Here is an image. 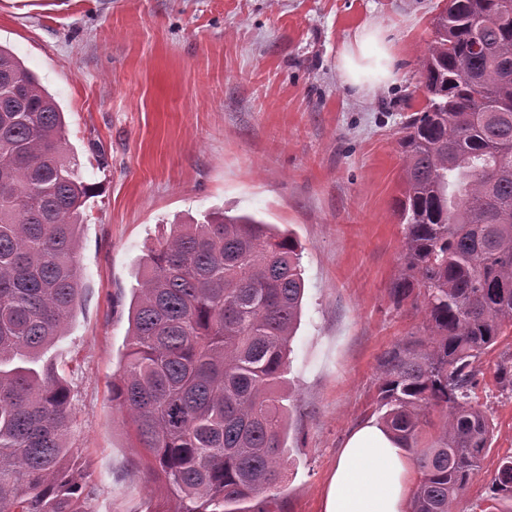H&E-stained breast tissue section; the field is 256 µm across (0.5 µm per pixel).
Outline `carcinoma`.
<instances>
[{"instance_id": "carcinoma-1", "label": "carcinoma", "mask_w": 512, "mask_h": 512, "mask_svg": "<svg viewBox=\"0 0 512 512\" xmlns=\"http://www.w3.org/2000/svg\"><path fill=\"white\" fill-rule=\"evenodd\" d=\"M426 105L399 131L406 225L397 302L423 292L429 338L384 361L383 425L412 451L410 512H454L491 436L480 358L512 334V0H445L420 60ZM93 190L39 77L0 45V512H91L68 384L40 354L81 291L80 207ZM112 402L167 512H247L284 480L276 392L305 289L296 242L252 216L174 224L139 263ZM512 391V355L495 364ZM442 409L417 447L426 411ZM483 512H512V454Z\"/></svg>"}]
</instances>
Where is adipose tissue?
Segmentation results:
<instances>
[{"label":"adipose tissue","mask_w":512,"mask_h":512,"mask_svg":"<svg viewBox=\"0 0 512 512\" xmlns=\"http://www.w3.org/2000/svg\"><path fill=\"white\" fill-rule=\"evenodd\" d=\"M394 55L385 30L359 28L336 57L343 84L363 93L394 76ZM413 465L408 452L384 426L358 424L347 436L323 496V512H408Z\"/></svg>","instance_id":"adipose-tissue-1"}]
</instances>
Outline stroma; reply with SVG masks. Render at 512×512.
Here are the masks:
<instances>
[{
    "instance_id": "35a3bbf8",
    "label": "stroma",
    "mask_w": 512,
    "mask_h": 512,
    "mask_svg": "<svg viewBox=\"0 0 512 512\" xmlns=\"http://www.w3.org/2000/svg\"><path fill=\"white\" fill-rule=\"evenodd\" d=\"M441 0H0V45L61 106L85 182L80 300L44 363L71 388L70 444L97 493L92 512H167L112 405L138 264L172 225L249 214L293 238L305 296L281 392L287 474L275 502L249 512H322L345 438L381 419L383 360L427 338L422 301L392 287L406 227L397 131L425 99L415 85ZM393 46V82L365 95L336 55L363 25ZM512 336L482 355L472 399L490 447L458 498L483 512L512 453V394L494 380Z\"/></svg>"
}]
</instances>
